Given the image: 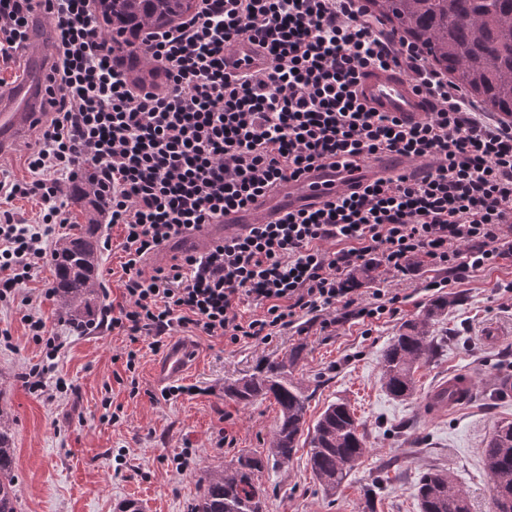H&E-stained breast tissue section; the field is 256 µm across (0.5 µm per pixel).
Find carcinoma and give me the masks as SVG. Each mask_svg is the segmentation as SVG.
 Segmentation results:
<instances>
[{
    "mask_svg": "<svg viewBox=\"0 0 512 512\" xmlns=\"http://www.w3.org/2000/svg\"><path fill=\"white\" fill-rule=\"evenodd\" d=\"M191 0H100L101 11L121 41L117 49L135 46L145 24L171 23V6ZM372 13L395 27H407L410 37L438 50L455 81L488 109L512 113V0H369ZM98 185L87 178L76 186V199L89 204L86 232L68 234L52 256L53 296L58 310L82 330L92 325L89 315L97 297L95 274L100 260L96 241ZM451 300L439 296L421 315L405 322L381 354L382 384L386 392L406 400L416 392L415 373L433 351L431 327L448 314ZM299 351L267 362L256 373L224 385V395L248 405L274 398L279 405L270 446L241 456L231 466L209 465L199 476L203 491L191 512H266L265 490L258 482L265 464H286L306 436L314 479L326 496H333L367 454L365 433L345 402L327 406L313 427H306L307 389L288 379ZM13 415L0 408V512H17L15 496L16 448ZM492 485V512H512V420L494 428L483 449ZM420 512H470L466 493L445 470H429L417 484Z\"/></svg>",
    "mask_w": 512,
    "mask_h": 512,
    "instance_id": "obj_1",
    "label": "carcinoma"
}]
</instances>
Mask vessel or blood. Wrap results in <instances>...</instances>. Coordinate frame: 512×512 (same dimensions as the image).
<instances>
[{
    "instance_id": "vessel-or-blood-1",
    "label": "vessel or blood",
    "mask_w": 512,
    "mask_h": 512,
    "mask_svg": "<svg viewBox=\"0 0 512 512\" xmlns=\"http://www.w3.org/2000/svg\"><path fill=\"white\" fill-rule=\"evenodd\" d=\"M40 48L30 44L25 55L24 76L0 89V157L11 153L25 139L39 114L33 102L42 94L43 75L38 66ZM269 59L259 43L243 39L224 58V67L233 73L264 70ZM357 94L361 102L377 112H387L405 123L425 119L432 110L429 98L420 93L410 75L403 70L370 69L360 78ZM422 164L397 156L387 155L345 168L330 163L317 166L300 178L285 180L256 197L248 206L225 211L220 224H207L200 230L177 238L161 252V260H169L184 253H202L218 239L244 231L253 224H269L289 212L313 211L352 188H364L397 172H421ZM195 358V346L185 338L169 343L165 356L155 364L153 378L158 386L180 380L189 372ZM473 377L459 373L447 383L428 392L423 409L434 415L449 404L466 403L474 392Z\"/></svg>"
}]
</instances>
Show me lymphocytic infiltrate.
<instances>
[{
	"label": "lymphocytic infiltrate",
	"mask_w": 512,
	"mask_h": 512,
	"mask_svg": "<svg viewBox=\"0 0 512 512\" xmlns=\"http://www.w3.org/2000/svg\"><path fill=\"white\" fill-rule=\"evenodd\" d=\"M95 4L0 0L1 60L26 48L39 16L54 47L31 177L0 169V304L14 303L68 224L67 182L94 170L106 221L122 232V300L100 324L127 340L130 396L140 393V343L157 351L175 332L266 344L303 322L327 329L395 315L399 294L379 288L362 302L344 287L342 273L360 262L402 274L430 267L441 274L434 289L512 263V123L468 102L363 0H198L188 18L142 39L139 52L165 77L151 88L107 51ZM244 38L266 50L265 71H225ZM391 65L433 102L422 122L359 101L362 70ZM388 154L426 169L146 266L175 237L220 223L277 182ZM18 197L40 200L35 223L15 222Z\"/></svg>",
	"instance_id": "f902f5d3"
}]
</instances>
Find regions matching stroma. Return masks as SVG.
Returning a JSON list of instances; mask_svg holds the SVG:
<instances>
[{
    "instance_id": "35a3bbf8",
    "label": "stroma",
    "mask_w": 512,
    "mask_h": 512,
    "mask_svg": "<svg viewBox=\"0 0 512 512\" xmlns=\"http://www.w3.org/2000/svg\"><path fill=\"white\" fill-rule=\"evenodd\" d=\"M54 274L44 266L24 293L29 303L0 306V407L15 418V494L18 512H118L121 502H141L143 512H190L201 487V468L228 464L238 455L267 447L279 410L272 400L238 404L224 395L225 382L253 373L267 361L299 351L290 373L306 387L307 421L325 407L347 402L362 424L368 452L336 494L324 496L299 448L285 464L265 466L258 478L267 495V512H362L372 494L377 512H419L415 496L422 472H450L464 489L470 512H490L491 483L483 468V448L494 427L512 420V394L499 391L498 377H512V266L474 273L448 288L454 296L446 316L432 329L433 354L418 369L419 392L465 371L475 379L473 397L441 416L423 414L418 399L387 395L380 355L403 322L415 318L434 298L428 275L380 271L363 281L357 294L386 288L399 294V312L373 322L349 319L329 331L319 326L289 329L271 343L227 344L221 338L194 337L197 358L183 380L188 394L153 401L151 366L159 354L143 347L137 373L141 392L130 397L121 378L120 336L106 329L78 332L67 325L53 299L44 295ZM42 317L63 347L47 360L35 344L24 315ZM507 333L495 344L483 341L485 325ZM45 367L48 390L29 392L20 373ZM68 384L55 391L57 380ZM119 408V418H104L103 399ZM233 444L220 446L223 434Z\"/></svg>"
}]
</instances>
